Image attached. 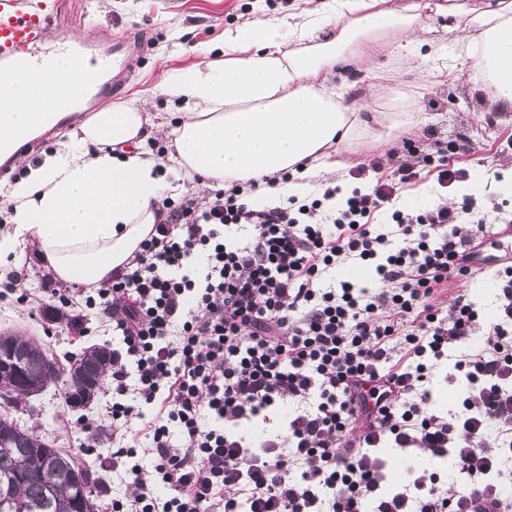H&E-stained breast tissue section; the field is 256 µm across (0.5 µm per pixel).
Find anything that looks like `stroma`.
<instances>
[{
    "instance_id": "stroma-1",
    "label": "stroma",
    "mask_w": 512,
    "mask_h": 512,
    "mask_svg": "<svg viewBox=\"0 0 512 512\" xmlns=\"http://www.w3.org/2000/svg\"><path fill=\"white\" fill-rule=\"evenodd\" d=\"M55 19L63 27L76 32H93L102 42L129 33L128 52L136 59L135 75L118 99L135 103L149 98V114L169 109L165 98L152 90L168 72L203 62L201 50L209 44L223 46L226 55H238L236 46L225 43L224 35L244 19L272 20L296 13L305 0H54ZM373 81L382 86L385 95L372 99L368 87H360L357 96L367 102L383 123H391L408 113H415L417 126L402 130L401 143L390 149L370 144L368 137L355 143L357 157L367 164H379L383 175H390L405 162L404 139H413L421 150H429L433 142L450 147L456 168L464 172L467 183H482V198L494 199L502 213L512 212V193L500 188L502 171L512 165V111L490 116L481 96L470 94L462 81L447 75L418 74L405 71L398 57L380 54L374 59ZM96 103L84 99L73 114L50 132L33 138L28 147L32 158L56 149L68 132L79 127L95 112ZM46 321L41 310L28 308L15 296L0 299V330H14L50 348L60 364L70 355L91 345L111 346V332L89 321V335L72 336L61 330L45 332ZM62 383L51 384L41 394L31 397L14 410L21 426L42 435L52 447L72 449L82 443L83 434L67 429L65 419L85 417L97 421L101 429L91 442L84 461L92 466L109 464L112 448V426L106 406L112 394L99 390L88 405L73 407L64 402Z\"/></svg>"
}]
</instances>
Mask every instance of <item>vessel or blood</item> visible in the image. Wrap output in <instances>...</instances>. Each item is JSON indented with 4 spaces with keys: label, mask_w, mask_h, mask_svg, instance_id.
Masks as SVG:
<instances>
[{
    "label": "vessel or blood",
    "mask_w": 512,
    "mask_h": 512,
    "mask_svg": "<svg viewBox=\"0 0 512 512\" xmlns=\"http://www.w3.org/2000/svg\"><path fill=\"white\" fill-rule=\"evenodd\" d=\"M126 44L121 36L105 51L92 35H74L54 25L48 0H0V72L22 62L44 71L53 56L62 54L75 65L92 64L97 72L96 80L77 89L78 98L112 96L123 91L132 72Z\"/></svg>",
    "instance_id": "1"
}]
</instances>
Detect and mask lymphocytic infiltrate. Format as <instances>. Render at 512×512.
Masks as SVG:
<instances>
[{"label":"lymphocytic infiltrate","mask_w":512,"mask_h":512,"mask_svg":"<svg viewBox=\"0 0 512 512\" xmlns=\"http://www.w3.org/2000/svg\"><path fill=\"white\" fill-rule=\"evenodd\" d=\"M405 148L396 177L353 191L332 223L314 222L311 204L259 207L237 186L205 203L167 197L166 222L111 283L43 277L53 319L77 328L89 311L119 340L106 379L112 471L98 483L107 512H512V265L492 277L490 321L451 292L473 273L484 218L472 198L393 212L404 244L388 247L377 220L394 191L460 175L443 149ZM349 261L373 266L381 290L325 285ZM479 330L455 364L464 411L441 417L428 375ZM275 411L276 432L254 430ZM380 448L423 455L411 489L384 492ZM445 461L452 488L433 471ZM114 474L124 495L109 493Z\"/></svg>","instance_id":"1"}]
</instances>
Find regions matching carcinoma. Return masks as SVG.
I'll use <instances>...</instances> for the list:
<instances>
[{
    "mask_svg": "<svg viewBox=\"0 0 512 512\" xmlns=\"http://www.w3.org/2000/svg\"><path fill=\"white\" fill-rule=\"evenodd\" d=\"M0 345L1 399L11 403L21 396L15 364L25 383L46 386L48 369L55 362L45 349L12 331L0 333ZM108 364L106 348H87L81 360L69 365L65 379L68 401L90 399ZM97 483L94 471L74 455L50 447L36 433L18 427L8 412H0V512H74L75 487L90 492Z\"/></svg>",
    "mask_w": 512,
    "mask_h": 512,
    "instance_id": "obj_1",
    "label": "carcinoma"
}]
</instances>
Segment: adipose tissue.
Masks as SVG:
<instances>
[{
  "label": "adipose tissue",
  "mask_w": 512,
  "mask_h": 512,
  "mask_svg": "<svg viewBox=\"0 0 512 512\" xmlns=\"http://www.w3.org/2000/svg\"><path fill=\"white\" fill-rule=\"evenodd\" d=\"M298 21L243 20L231 38L243 56L212 53L203 64L166 74L159 94L178 122L149 119L142 107L107 103L36 163L20 148L72 111L63 86L86 74L56 58L40 80L28 69L0 74V155L23 175L0 188L9 212L0 226V259L36 249L59 282L99 287L123 269L154 224L167 218L169 191L256 183L267 204L335 186L344 148L371 134L392 145L391 131L371 130L353 92L350 69L370 73L376 53L397 47L408 71L441 63L449 76L466 68L472 90L491 86L488 109H512V0L449 6V42L425 38L422 4L387 0H307ZM335 33L325 34L327 25ZM172 141L161 162L138 145L148 136Z\"/></svg>",
  "instance_id": "obj_1"
}]
</instances>
